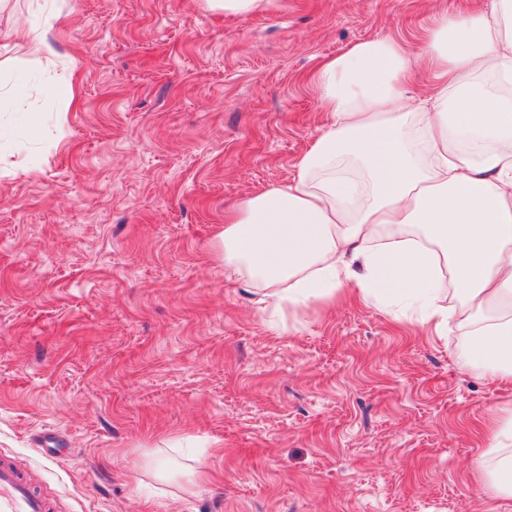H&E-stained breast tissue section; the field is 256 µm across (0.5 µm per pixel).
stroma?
<instances>
[{
    "label": "stroma",
    "mask_w": 512,
    "mask_h": 512,
    "mask_svg": "<svg viewBox=\"0 0 512 512\" xmlns=\"http://www.w3.org/2000/svg\"><path fill=\"white\" fill-rule=\"evenodd\" d=\"M471 4L0 0V453L59 512H512L474 464L512 385L456 330L270 322L221 239L324 125L319 62ZM213 8L224 10L225 14L247 15L262 8L268 0H208Z\"/></svg>",
    "instance_id": "obj_1"
}]
</instances>
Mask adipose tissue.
Segmentation results:
<instances>
[{"label": "adipose tissue", "instance_id": "adipose-tissue-1", "mask_svg": "<svg viewBox=\"0 0 512 512\" xmlns=\"http://www.w3.org/2000/svg\"><path fill=\"white\" fill-rule=\"evenodd\" d=\"M417 56L436 73L424 97ZM315 83L329 120L288 183L225 224V269L273 314L347 292L438 339L456 325L470 370L512 383V0L439 14L414 52L356 43ZM476 468L512 497V406Z\"/></svg>", "mask_w": 512, "mask_h": 512}]
</instances>
